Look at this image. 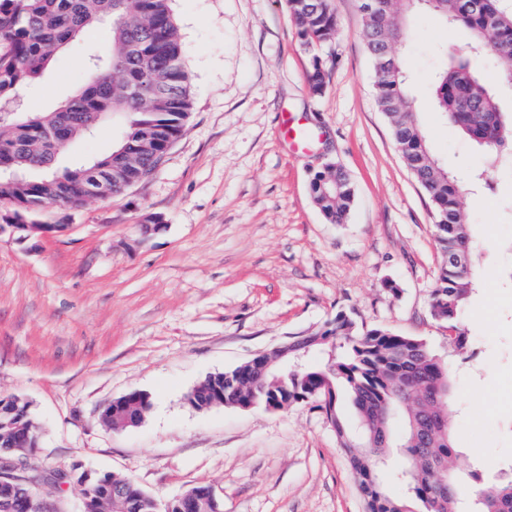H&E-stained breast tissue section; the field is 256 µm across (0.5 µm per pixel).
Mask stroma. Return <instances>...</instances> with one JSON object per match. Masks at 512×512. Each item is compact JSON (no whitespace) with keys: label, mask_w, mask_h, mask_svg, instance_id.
Listing matches in <instances>:
<instances>
[{"label":"stroma","mask_w":512,"mask_h":512,"mask_svg":"<svg viewBox=\"0 0 512 512\" xmlns=\"http://www.w3.org/2000/svg\"><path fill=\"white\" fill-rule=\"evenodd\" d=\"M331 6L340 34L311 55L285 0H172L193 97L182 136L122 194L50 206L41 220L52 232L0 233V394L25 398L42 424L27 473L82 465L132 477L161 502L207 485L223 512H365L313 404L272 413L185 402L207 376L340 311L423 339L450 371L457 449L488 476L512 465V175L469 182L484 157L428 94L467 36L420 7L400 48L428 146L464 179L480 244L459 348L430 314L443 256L430 201L375 102L359 0ZM107 37L95 29L58 57L27 109L56 105ZM316 55L329 71L321 95L307 82ZM285 113L310 132L308 150L292 148ZM329 162L354 184L344 224L328 223L310 192ZM149 214L162 230H144ZM134 390L152 399L145 421L106 426L105 407Z\"/></svg>","instance_id":"35a3bbf8"}]
</instances>
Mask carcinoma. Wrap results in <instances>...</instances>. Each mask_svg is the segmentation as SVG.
I'll return each mask as SVG.
<instances>
[{
  "label": "carcinoma",
  "mask_w": 512,
  "mask_h": 512,
  "mask_svg": "<svg viewBox=\"0 0 512 512\" xmlns=\"http://www.w3.org/2000/svg\"><path fill=\"white\" fill-rule=\"evenodd\" d=\"M171 0H0V205L21 206L14 220L34 222L53 204H79L91 177L112 175L117 184L135 183L182 134L192 109L184 47ZM386 11L367 14L364 33L375 69L377 106L390 125L401 158L425 189L433 209V234L446 261L431 293L433 319L448 324L458 346L467 341L459 316L477 286L473 260L477 242L462 201L460 178L429 152L417 119L403 56L387 52L405 40V21L417 0H388ZM298 41L315 48L338 34L330 0H286ZM428 9L445 25L470 33L467 49L436 74L434 111L482 148L486 166L512 169V115L501 97L512 93V6L503 0H434ZM108 22L111 40L88 51L81 87L55 109L30 114L24 94L56 56L91 28ZM490 58L501 84L484 80L478 61ZM328 71L313 59V92L327 86ZM109 119L120 130L112 153L86 162L62 163L75 140ZM312 198L331 224L347 222L354 188L342 168L330 164L310 180ZM291 350L327 349L326 365L270 371L257 381L256 367L240 365L206 377L186 395L200 409L204 391L224 390V403L267 407L315 402L336 430L349 456L366 512H512V478L489 479L472 469L456 449L448 428L451 392L448 367L416 336L386 329L359 330L339 312L319 331L292 342ZM349 396L357 427L350 426L342 401ZM41 426L29 402L0 395V448L17 437L34 449ZM401 451L405 495L387 494L378 469L386 450ZM448 475L441 482L439 475ZM130 496L137 483L107 475L89 488L90 512H122L111 501L112 485Z\"/></svg>",
  "instance_id": "1"
}]
</instances>
